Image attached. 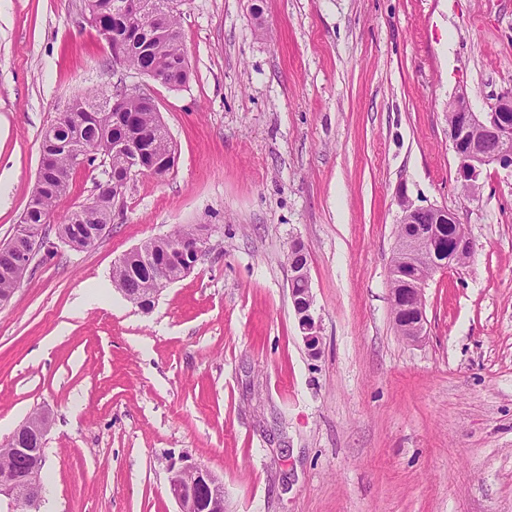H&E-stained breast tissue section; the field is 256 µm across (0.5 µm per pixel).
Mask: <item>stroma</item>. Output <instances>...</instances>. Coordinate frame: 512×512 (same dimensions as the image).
I'll list each match as a JSON object with an SVG mask.
<instances>
[{
    "label": "stroma",
    "instance_id": "1",
    "mask_svg": "<svg viewBox=\"0 0 512 512\" xmlns=\"http://www.w3.org/2000/svg\"><path fill=\"white\" fill-rule=\"evenodd\" d=\"M83 8L0 0V244L76 94L150 95L177 159L130 180L94 247L48 237L0 308V445L51 418L39 512H178L190 465L223 479L224 512H512V171L465 195L445 116L512 87V0H182L177 90L116 65ZM105 178L76 169L50 224ZM402 192L475 243L430 278L418 342L391 315ZM186 224L205 254L139 310L114 265ZM301 254L304 258L297 262L293 261L290 265L293 305L305 347L313 354H317L321 340L320 325L313 310L308 257L304 251Z\"/></svg>",
    "mask_w": 512,
    "mask_h": 512
}]
</instances>
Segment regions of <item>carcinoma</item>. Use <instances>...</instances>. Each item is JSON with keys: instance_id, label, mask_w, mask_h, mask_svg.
Listing matches in <instances>:
<instances>
[{"instance_id": "cac0c4a2", "label": "carcinoma", "mask_w": 512, "mask_h": 512, "mask_svg": "<svg viewBox=\"0 0 512 512\" xmlns=\"http://www.w3.org/2000/svg\"><path fill=\"white\" fill-rule=\"evenodd\" d=\"M151 16L142 22L135 14L113 12V0H85L86 17L108 16L111 19L112 42L121 46L120 63L124 68L146 75L161 74L166 85L178 89L189 79V67L182 43L178 10L171 8L174 0H142ZM113 95L121 98L114 109L104 101L92 104L84 94L76 95L68 110L44 132L42 152L53 162L43 177V185L35 200L29 202L15 234L34 226L49 231L47 219L56 200L69 189L74 170L72 158L93 143L96 151L88 164L97 159L109 167L108 176L124 179L129 168V152L124 145L133 146L153 165L154 174L164 175L173 168L169 155L173 146L170 132L161 120L153 100L144 95L129 96L119 83ZM93 209L83 207L72 211L64 223L55 225V235L68 241L72 248L84 250L97 242L95 232L112 223L115 200L112 195L98 192L95 184ZM196 229L179 225L172 233L149 240L157 259L168 256L170 250L191 240ZM16 250L0 246V296L15 295L25 275L15 272ZM152 267L147 261L133 257L112 269V287L122 294H132L147 286Z\"/></svg>"}]
</instances>
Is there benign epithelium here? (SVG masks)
Listing matches in <instances>:
<instances>
[{"label":"benign epithelium","mask_w":512,"mask_h":512,"mask_svg":"<svg viewBox=\"0 0 512 512\" xmlns=\"http://www.w3.org/2000/svg\"><path fill=\"white\" fill-rule=\"evenodd\" d=\"M448 138L456 158V182L469 195L476 191L483 169L497 164L512 169V87L502 91L488 112L472 109L468 97L460 92L446 108ZM399 226L403 234L397 238L396 250L390 266L391 305L393 322L399 333L409 341H418L425 335L427 317L424 289L432 274L446 267H454L459 257L473 251V241L466 233L454 230L448 237V263L435 260L438 228L441 224H458L454 213L436 205H417L406 195H400ZM41 231L28 235V245L20 248L19 267H29L39 248ZM207 228L198 226L195 237L175 249V257L184 265L186 273L196 266L205 251ZM292 298L298 316V325L305 347L316 354L320 346V325L313 310V296L308 258L291 262ZM154 287L148 298L131 296L128 301L143 311L154 307L161 292L171 284L167 277V261L154 263ZM35 433L32 421L24 422L13 434L11 444L0 446V453L30 460V471L17 474L0 472V503L13 510L21 499L35 503L41 498L42 486L33 472L43 467L39 448H19L16 441ZM169 493L179 505V512H224V481L206 468L191 466L171 472Z\"/></svg>","instance_id":"1"}]
</instances>
